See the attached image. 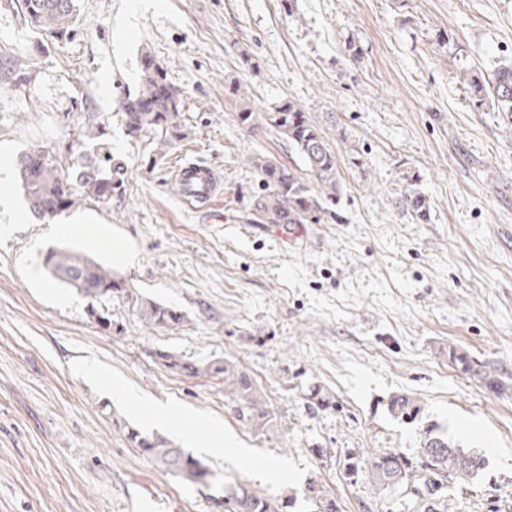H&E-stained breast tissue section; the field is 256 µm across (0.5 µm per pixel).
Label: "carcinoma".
Listing matches in <instances>:
<instances>
[{
    "label": "carcinoma",
    "mask_w": 512,
    "mask_h": 512,
    "mask_svg": "<svg viewBox=\"0 0 512 512\" xmlns=\"http://www.w3.org/2000/svg\"><path fill=\"white\" fill-rule=\"evenodd\" d=\"M77 2L21 0L19 6L35 29L54 39H63L73 34ZM467 86L474 108L494 107L512 115V66L497 69L487 82L472 75ZM225 93L234 102L240 125L250 128L265 123L274 128L288 141L314 181L308 184L296 167L275 158L254 156L252 165L261 190L251 198L248 223H341L343 216L337 208L342 193L338 157L309 113L291 101L274 106L270 112H258L251 105L247 84L239 79L231 80L225 86ZM120 109L128 136L152 137L158 155L186 137L179 95L166 82L162 67L148 51L141 54L138 90L121 99ZM123 175L122 162L109 155L87 159L71 172L64 170L49 154L45 161L38 162L24 152L16 163L17 183L30 211L40 219H50L75 208L84 197L111 201L122 188ZM404 180L406 185L399 191V204L417 223L428 222L429 198L419 188L416 177L407 175ZM44 263L55 278L88 300L89 316L106 330L112 329V318L105 305L114 298L129 304L142 321L156 329H175L185 321L179 309L141 294L130 287L118 271L81 252L52 248L45 254ZM448 353L452 363L467 378L478 380L498 394L512 393V385L505 383L487 362L456 346H448ZM155 355L176 373L223 375L224 396L236 404L240 420L258 428L270 425V413L261 389L234 362L224 360L198 366L169 351L158 350ZM389 412L396 418L410 420L415 418L418 408L410 398L400 396L390 401ZM125 436L157 467L186 483L198 484L207 476V470L198 459L158 433L143 434L129 428ZM485 465L483 455L467 451L428 430L414 457L395 448H385L365 459L353 454L345 468L350 475L365 472L376 491L406 485L423 501L424 512H436L441 493L448 484H472ZM307 492L312 512H339L335 497L326 494L318 480L308 482ZM293 501L292 494L277 500L266 499L242 481L224 486V512H288Z\"/></svg>",
    "instance_id": "cac0c4a2"
}]
</instances>
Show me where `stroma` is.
Wrapping results in <instances>:
<instances>
[{
  "label": "stroma",
  "instance_id": "1",
  "mask_svg": "<svg viewBox=\"0 0 512 512\" xmlns=\"http://www.w3.org/2000/svg\"><path fill=\"white\" fill-rule=\"evenodd\" d=\"M71 37L55 40L0 0V161L41 147L71 167L106 151L124 165L121 194L85 200L55 219L25 212L0 237V512H224L226 483L260 496L299 497L318 480L339 512H423L400 487L373 492L349 477L350 454L396 448L412 456L427 429L484 454V475L452 484L438 512H512V395L462 376L449 346L493 363L512 384V116L474 110L464 72L491 78L512 64V0H79ZM358 59L344 53L347 42ZM252 63L242 65L238 51ZM150 51L181 95L186 139L156 157L118 112L136 92ZM239 77L256 111L286 100L320 120L340 163L341 224H248L258 190L255 154L298 163L272 127L240 126L224 94ZM103 133L79 142L90 125ZM194 158L219 172L224 196L192 209L173 170ZM415 175L430 223L398 203ZM68 247L118 266L144 294L186 316L153 329L124 302L112 327L53 278L48 249ZM136 256L118 265L117 253ZM235 361L261 388L273 418L258 430L224 396V378L189 377L157 351ZM99 366L137 393L111 399L86 377ZM330 399L310 408L312 387ZM405 395L413 423L388 410ZM150 404L197 417L180 435L148 421ZM222 422L253 466L204 454L205 423ZM156 431L209 469L191 485L157 469L125 428ZM287 464L277 481L263 466Z\"/></svg>",
  "mask_w": 512,
  "mask_h": 512
}]
</instances>
